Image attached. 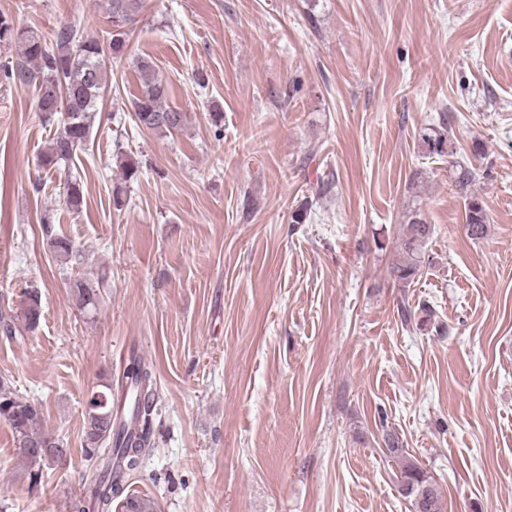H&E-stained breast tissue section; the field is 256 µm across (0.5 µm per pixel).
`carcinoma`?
<instances>
[{
  "instance_id": "obj_1",
  "label": "carcinoma",
  "mask_w": 512,
  "mask_h": 512,
  "mask_svg": "<svg viewBox=\"0 0 512 512\" xmlns=\"http://www.w3.org/2000/svg\"><path fill=\"white\" fill-rule=\"evenodd\" d=\"M104 12L112 22V30L99 38L84 33L67 22H59L46 38L31 28L17 26L15 18L0 11V47L19 48L11 61L0 64V82L18 88L33 87L37 91V110L42 121L55 127L47 148L40 154L41 169L59 171L85 149L91 130L99 119V104L107 84L106 59L125 55L130 34L139 22L144 0H103ZM139 73V94L132 100L135 122L149 131L172 133L185 126L186 113L165 104V79L153 61H136ZM419 139L431 154H456L448 131V123L424 127ZM456 190L465 199V230L472 239H481L488 232L484 201L473 192L472 184L480 177V168L454 161ZM84 204L81 181L66 175L62 192L63 208L77 212ZM49 246L62 263L79 256V249L69 238L54 233L51 216L43 217ZM434 228L413 213L403 225L397 246V257L391 263V278L405 288L422 275V248L433 235ZM73 296L78 309L97 313L106 288L105 277H80L73 281ZM17 315L0 316V333L15 336L34 330L42 314L41 295L34 286L22 292ZM402 320L422 328L432 309L422 305L413 308L405 299L398 308ZM124 377L127 390L120 402L112 403V388L104 385L91 392L88 401L106 398L107 405L85 411V453L94 460L91 475L83 483V492L69 504L70 512H157L151 498L125 492L124 475L137 468L143 448L151 444L155 415L156 389L151 366L141 357L129 358ZM0 421L9 425L15 449L25 465L29 489H38L43 469L62 464L68 450L54 434L46 431L40 410L35 403L19 396L9 382L0 379ZM386 448L401 467L399 492L412 507V512H444L442 496L430 477L415 461L406 456L399 436L387 432ZM426 498V508L419 510L417 500Z\"/></svg>"
}]
</instances>
